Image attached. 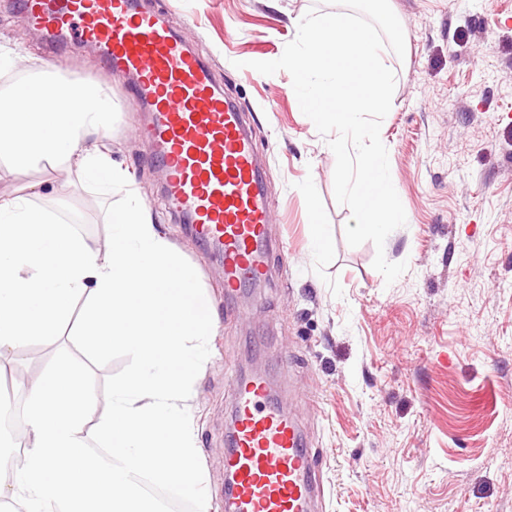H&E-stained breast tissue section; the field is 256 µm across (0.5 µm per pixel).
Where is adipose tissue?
Segmentation results:
<instances>
[{"label": "adipose tissue", "mask_w": 512, "mask_h": 512, "mask_svg": "<svg viewBox=\"0 0 512 512\" xmlns=\"http://www.w3.org/2000/svg\"><path fill=\"white\" fill-rule=\"evenodd\" d=\"M112 112L107 88L55 70L38 71L0 96L1 166L72 171L123 197L104 250L31 194H0V355L29 337L59 335L77 310L76 334L88 350L120 346L138 363L114 386L112 411L100 419L68 363L32 380L24 393L22 464L0 450V499L22 512H156L131 479L137 472L159 485L187 483L199 506L207 504L187 412L216 318L201 305L197 269L113 159ZM96 448L111 449V466L98 462Z\"/></svg>", "instance_id": "obj_1"}]
</instances>
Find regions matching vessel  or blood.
Returning <instances> with one entry per match:
<instances>
[{
  "instance_id": "b4317fda",
  "label": "vessel or blood",
  "mask_w": 512,
  "mask_h": 512,
  "mask_svg": "<svg viewBox=\"0 0 512 512\" xmlns=\"http://www.w3.org/2000/svg\"><path fill=\"white\" fill-rule=\"evenodd\" d=\"M25 22L60 55L69 41L93 48L143 104L145 157L161 169L174 212L221 254L224 296L265 280L272 203L246 115L224 95L190 44L142 0H16ZM321 471L301 421L270 380L236 384L224 451V512H312Z\"/></svg>"
}]
</instances>
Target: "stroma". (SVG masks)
Listing matches in <instances>:
<instances>
[{
	"label": "stroma",
	"mask_w": 512,
	"mask_h": 512,
	"mask_svg": "<svg viewBox=\"0 0 512 512\" xmlns=\"http://www.w3.org/2000/svg\"><path fill=\"white\" fill-rule=\"evenodd\" d=\"M188 38L226 94L248 116L264 155L273 203L269 278L253 295L225 301L221 259L194 241L168 208L160 172L144 158V114L91 49L71 43L54 61L41 36L0 0V45L27 56L0 74V89L60 63L74 78L112 89V152L139 199L194 264L218 328L192 416L206 475L208 512H224V448L238 377L266 371L302 421L324 495L314 512H512V0H390L405 55L384 50L396 75L380 136L410 216L386 239L406 271L386 284L372 243L349 246L347 206L334 195L335 157L290 93L278 59L292 17L327 0H146ZM70 186L85 215L81 233L109 243L113 196L75 175L0 168V192L45 181ZM316 186L315 200L302 188ZM330 228L326 258L309 248L312 222ZM85 374L98 415L112 384L137 366L127 350H85L65 334L31 337L0 371V387L24 388L60 361Z\"/></svg>",
	"instance_id": "obj_1"
}]
</instances>
